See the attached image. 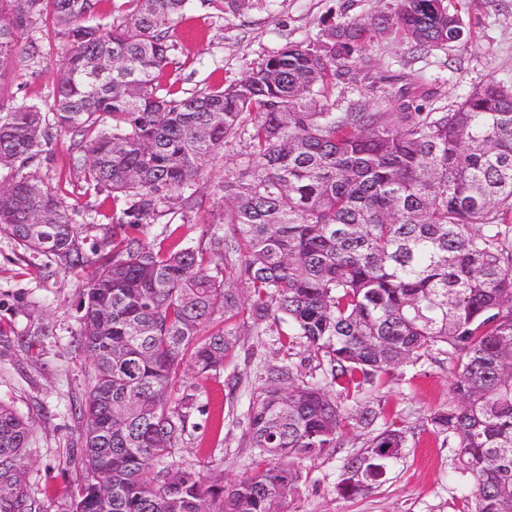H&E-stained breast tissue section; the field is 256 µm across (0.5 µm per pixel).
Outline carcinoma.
I'll use <instances>...</instances> for the list:
<instances>
[{
    "label": "carcinoma",
    "instance_id": "cac0c4a2",
    "mask_svg": "<svg viewBox=\"0 0 512 512\" xmlns=\"http://www.w3.org/2000/svg\"><path fill=\"white\" fill-rule=\"evenodd\" d=\"M0 0V230L31 257L80 272L94 262L74 331L92 368L78 405V467L68 512H283L300 461L338 447L382 407L365 386L433 353L456 362L448 409L426 430L448 436L472 479V512H512V81L491 79L447 107L372 97L365 70L379 33L427 53L460 40L446 0H379L286 44L240 80L180 95L159 82L169 31L189 0ZM250 0H201L238 14ZM66 42L43 105L3 96L40 56L32 32ZM369 81L346 106L336 81ZM67 132L86 194L113 199L112 252L86 257L80 211L30 171ZM231 148L206 247L157 250L134 224L198 206L205 165ZM248 313L262 336L286 324L304 348L267 367L248 407L247 437L267 459L236 482L176 460L197 397L186 372L217 373ZM32 424L0 400V512H37L28 479ZM393 421L343 465L337 492L366 495L405 456Z\"/></svg>",
    "mask_w": 512,
    "mask_h": 512
}]
</instances>
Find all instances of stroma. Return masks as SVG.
<instances>
[{"label": "stroma", "mask_w": 512, "mask_h": 512, "mask_svg": "<svg viewBox=\"0 0 512 512\" xmlns=\"http://www.w3.org/2000/svg\"><path fill=\"white\" fill-rule=\"evenodd\" d=\"M378 0H251L244 12L219 15L193 6L172 34L175 49L161 81L194 92L242 78L250 63L279 51L286 43L323 32L343 17L374 12ZM462 24V40L421 55L394 36H377L368 51L373 72L383 76L389 93L407 88L433 94L436 105L453 103L471 87L489 79H512V0H448ZM41 46L33 76L6 86V96L42 104L48 101L56 66L64 53L52 27L36 29ZM77 138L58 137L50 154L34 168L51 188L81 213H111L112 202L82 193L73 166ZM199 221L154 224L145 239L154 248L198 246L205 221L224 202L211 186L224 177V159L205 166ZM88 272H70L47 257L23 255L0 232V399L10 401L33 424L29 479L40 512H66L81 478L73 460L80 423L74 413L84 392L90 362L75 349L73 331L80 314ZM288 356L287 337L271 332L241 337L219 374L191 381L199 411L179 444L178 456L190 463L207 461L224 470L225 482L237 481L254 465L246 436L251 394L268 365ZM454 364L434 354L373 388L386 418L408 430L404 459L368 495L347 498L336 484L344 463L377 428H350L328 456L302 461V481L284 512H470L472 481L455 464L456 449L445 435L425 431L426 418L447 409Z\"/></svg>", "instance_id": "35a3bbf8"}]
</instances>
